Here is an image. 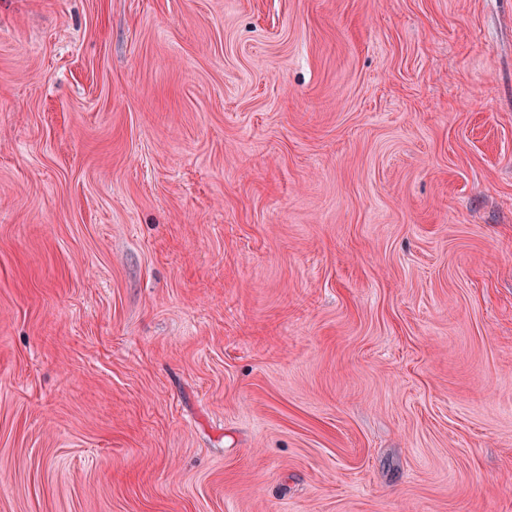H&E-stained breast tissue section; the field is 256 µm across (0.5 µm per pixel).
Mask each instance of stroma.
<instances>
[{
    "label": "stroma",
    "instance_id": "1",
    "mask_svg": "<svg viewBox=\"0 0 512 512\" xmlns=\"http://www.w3.org/2000/svg\"><path fill=\"white\" fill-rule=\"evenodd\" d=\"M0 512H512V0H0Z\"/></svg>",
    "mask_w": 512,
    "mask_h": 512
}]
</instances>
